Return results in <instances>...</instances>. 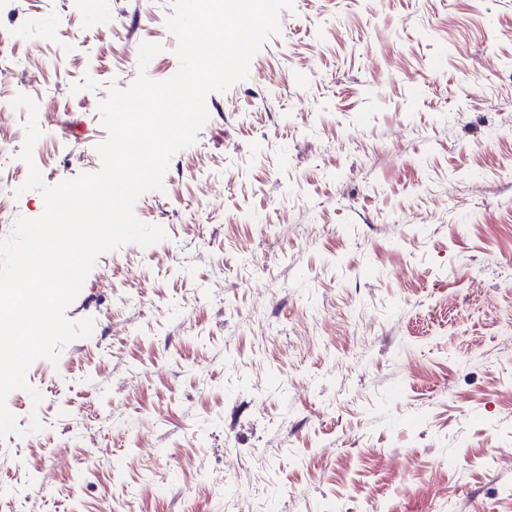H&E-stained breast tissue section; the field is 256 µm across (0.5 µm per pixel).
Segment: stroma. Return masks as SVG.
I'll return each mask as SVG.
<instances>
[{
	"mask_svg": "<svg viewBox=\"0 0 512 512\" xmlns=\"http://www.w3.org/2000/svg\"><path fill=\"white\" fill-rule=\"evenodd\" d=\"M172 0H0V239L178 69ZM41 136L19 159L26 110ZM8 408L0 512H512V0H293ZM40 432H30L31 419Z\"/></svg>",
	"mask_w": 512,
	"mask_h": 512,
	"instance_id": "35a3bbf8",
	"label": "stroma"
}]
</instances>
